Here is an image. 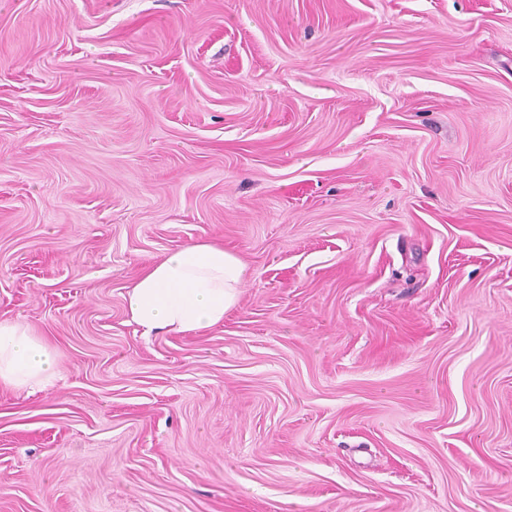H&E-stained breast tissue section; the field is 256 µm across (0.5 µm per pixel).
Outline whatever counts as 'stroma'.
Masks as SVG:
<instances>
[{
	"label": "stroma",
	"instance_id": "stroma-1",
	"mask_svg": "<svg viewBox=\"0 0 512 512\" xmlns=\"http://www.w3.org/2000/svg\"><path fill=\"white\" fill-rule=\"evenodd\" d=\"M246 266L144 334L139 274ZM0 512H512V0H0ZM245 265L224 246H184L151 265L129 295L131 320L144 333H191L224 321L237 302ZM55 349L20 318L0 320V388L33 391L57 375Z\"/></svg>",
	"mask_w": 512,
	"mask_h": 512
}]
</instances>
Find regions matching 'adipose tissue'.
Instances as JSON below:
<instances>
[{
  "label": "adipose tissue",
  "mask_w": 512,
  "mask_h": 512,
  "mask_svg": "<svg viewBox=\"0 0 512 512\" xmlns=\"http://www.w3.org/2000/svg\"><path fill=\"white\" fill-rule=\"evenodd\" d=\"M245 265L223 246H184L151 265L128 300L144 333H191L213 327L237 302ZM59 373L55 349L20 318L0 320V388L32 391Z\"/></svg>",
  "instance_id": "ef3b65f1"
}]
</instances>
